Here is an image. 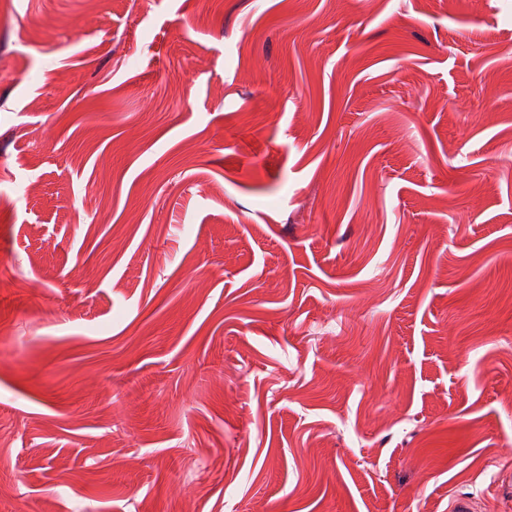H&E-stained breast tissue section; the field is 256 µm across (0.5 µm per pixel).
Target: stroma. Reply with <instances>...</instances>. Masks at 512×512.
Wrapping results in <instances>:
<instances>
[{
	"label": "stroma",
	"mask_w": 512,
	"mask_h": 512,
	"mask_svg": "<svg viewBox=\"0 0 512 512\" xmlns=\"http://www.w3.org/2000/svg\"><path fill=\"white\" fill-rule=\"evenodd\" d=\"M0 429V512H512V0H0Z\"/></svg>",
	"instance_id": "obj_1"
}]
</instances>
